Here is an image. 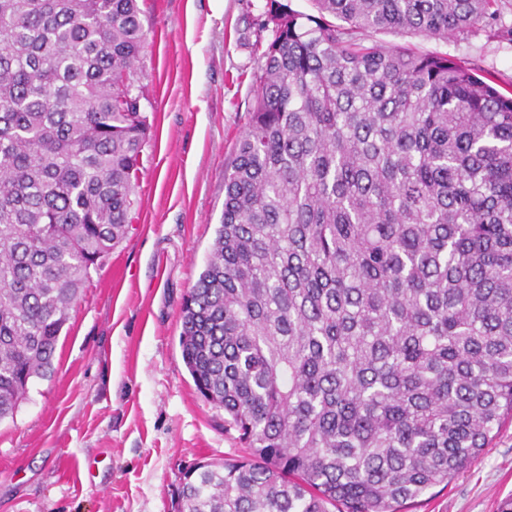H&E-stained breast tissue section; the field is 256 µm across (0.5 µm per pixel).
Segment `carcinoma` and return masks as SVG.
I'll use <instances>...</instances> for the list:
<instances>
[{"instance_id": "1", "label": "carcinoma", "mask_w": 512, "mask_h": 512, "mask_svg": "<svg viewBox=\"0 0 512 512\" xmlns=\"http://www.w3.org/2000/svg\"><path fill=\"white\" fill-rule=\"evenodd\" d=\"M270 0L182 357L248 456L178 512H401L512 421V94L448 40L495 0ZM138 0H0V421L127 235L150 126Z\"/></svg>"}]
</instances>
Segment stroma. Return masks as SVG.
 <instances>
[{
	"mask_svg": "<svg viewBox=\"0 0 512 512\" xmlns=\"http://www.w3.org/2000/svg\"><path fill=\"white\" fill-rule=\"evenodd\" d=\"M269 0H139L136 67L151 126L127 237L93 272L50 378L0 422V512H177L181 473L245 456L197 392L179 336L224 211V166L248 127L273 32ZM496 26L448 40L372 33L463 58L512 91V0ZM512 498V424L472 466L403 512H501Z\"/></svg>",
	"mask_w": 512,
	"mask_h": 512,
	"instance_id": "stroma-1",
	"label": "stroma"
}]
</instances>
